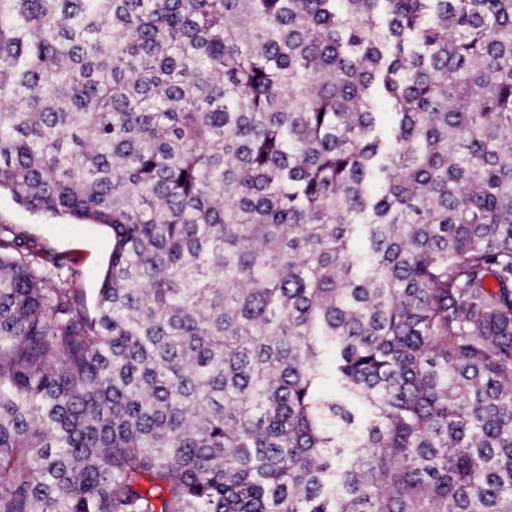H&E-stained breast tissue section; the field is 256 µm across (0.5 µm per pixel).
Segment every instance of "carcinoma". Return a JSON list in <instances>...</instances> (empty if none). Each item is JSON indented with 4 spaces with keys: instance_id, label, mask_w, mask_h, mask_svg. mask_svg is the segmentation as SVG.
<instances>
[{
    "instance_id": "obj_1",
    "label": "carcinoma",
    "mask_w": 512,
    "mask_h": 512,
    "mask_svg": "<svg viewBox=\"0 0 512 512\" xmlns=\"http://www.w3.org/2000/svg\"><path fill=\"white\" fill-rule=\"evenodd\" d=\"M0 512H512V0H0ZM23 237L26 255L45 251L75 256L79 263L64 271L68 283L81 292L88 311L92 312L102 274L112 251L110 230L101 224H77L65 217L32 212L15 203L8 193H0V227ZM75 270V272H74Z\"/></svg>"
}]
</instances>
